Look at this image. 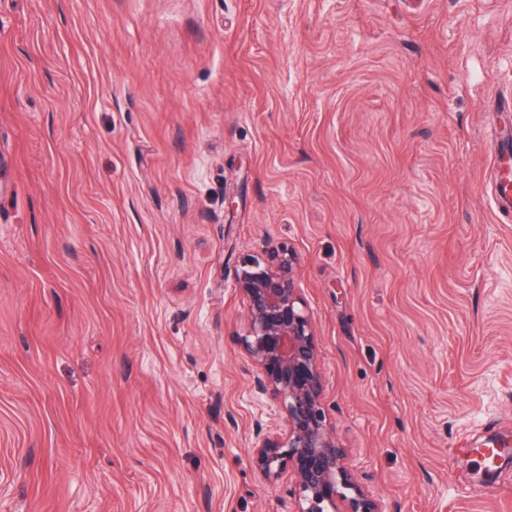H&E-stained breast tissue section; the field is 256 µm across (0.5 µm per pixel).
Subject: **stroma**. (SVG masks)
Here are the masks:
<instances>
[{"mask_svg":"<svg viewBox=\"0 0 512 512\" xmlns=\"http://www.w3.org/2000/svg\"><path fill=\"white\" fill-rule=\"evenodd\" d=\"M512 0H0V512H295L239 342L299 260L381 512H512Z\"/></svg>","mask_w":512,"mask_h":512,"instance_id":"obj_1","label":"stroma"}]
</instances>
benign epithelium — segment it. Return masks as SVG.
<instances>
[{
    "instance_id": "obj_1",
    "label": "benign epithelium",
    "mask_w": 512,
    "mask_h": 512,
    "mask_svg": "<svg viewBox=\"0 0 512 512\" xmlns=\"http://www.w3.org/2000/svg\"><path fill=\"white\" fill-rule=\"evenodd\" d=\"M237 286L246 306L239 339L255 387L279 405L285 422L284 433L268 435L252 449L253 466L267 480L290 474L298 491L296 512H379L326 424L324 376L297 258L285 246L269 249L262 259L245 258Z\"/></svg>"
}]
</instances>
